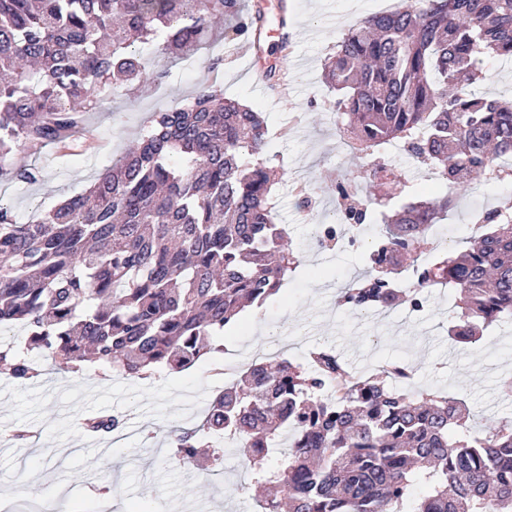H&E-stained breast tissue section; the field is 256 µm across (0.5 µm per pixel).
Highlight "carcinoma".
I'll return each instance as SVG.
<instances>
[{"label":"carcinoma","instance_id":"carcinoma-1","mask_svg":"<svg viewBox=\"0 0 512 512\" xmlns=\"http://www.w3.org/2000/svg\"><path fill=\"white\" fill-rule=\"evenodd\" d=\"M265 22L248 0H0V182H36L18 155L68 142L114 82H160L163 60L216 36L258 45ZM503 58L512 59V0H424L371 15L324 64L336 130L359 153L403 144L447 185L512 183V167L499 163L512 158V102L475 88L481 64ZM269 140L262 113L201 84L189 102L156 113L86 193L27 224L0 205V326H24L27 349L62 369L90 360L129 378L223 351L214 339L296 268L273 202ZM350 188L362 192L359 177H341L332 192ZM451 202L407 197L396 214L380 212L367 275L341 304L417 306L424 289L448 285L460 292L448 327L458 343L512 318L511 201L479 211L471 246L417 266L410 287L387 277ZM372 215L362 199L345 220L360 226ZM312 354L314 367L254 363L204 415L207 432L237 437L253 480L276 487L263 512H512V426L461 437L465 403L400 389L411 376L404 363L354 381L327 347ZM0 364L20 383L38 376L9 343L0 342ZM120 424L92 415L81 426L104 435ZM290 428L288 455L268 469L263 450ZM170 439L187 458L203 447L191 429Z\"/></svg>","mask_w":512,"mask_h":512}]
</instances>
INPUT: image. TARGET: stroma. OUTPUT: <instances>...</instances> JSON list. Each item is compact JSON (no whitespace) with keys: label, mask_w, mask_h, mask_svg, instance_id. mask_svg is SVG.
Returning <instances> with one entry per match:
<instances>
[{"label":"stroma","mask_w":512,"mask_h":512,"mask_svg":"<svg viewBox=\"0 0 512 512\" xmlns=\"http://www.w3.org/2000/svg\"><path fill=\"white\" fill-rule=\"evenodd\" d=\"M402 2L266 0L262 54L246 43L218 45L169 63L162 83L139 93L113 87L101 107L86 114L72 143L28 156L39 173L36 182H0V201L12 208L19 223L31 221L88 189L97 174L136 143L154 113L185 103L199 83L211 82L223 88L225 97L264 114L268 152L284 169L274 201L299 255L280 292L261 308L243 312L225 334L223 352L189 370H163L145 381L105 374L96 366L64 373L36 351L29 358L39 375L27 383L0 369V497L30 510L58 487L63 512H104L108 496L121 503L123 512H157L162 500L180 512H211L217 498L223 500L224 512H259L257 488L240 477L245 464L238 448L225 447L222 461L201 464L176 455L168 436L175 428L201 425L208 400L224 387L219 367L272 347L302 363L312 348L326 345L361 376L400 361L412 372L413 392L465 402L469 433L512 423V396L502 391L503 382L512 379V319L489 327L476 343L454 342L448 325L455 316L457 292L445 286L426 291V312L418 317L403 307L352 312L339 305L338 297L364 272L362 252L324 251L313 241L315 225L334 219L331 183L380 162L395 165L400 182L418 196L451 195L447 219L432 229L445 252L467 249L477 211L512 198V184L474 183L450 191L413 171L403 153H356L337 135L329 109L335 94L322 79L324 60L350 27ZM283 17L288 20L284 28L278 25ZM216 56L223 63L214 70L210 60ZM263 62L287 76V93L277 95L253 82L251 74ZM299 185L310 187L316 198L313 212L298 211ZM101 412L124 417L133 435L118 442L108 436L88 442L78 422ZM18 427L30 431V442L12 441L11 432Z\"/></svg>","instance_id":"stroma-1"}]
</instances>
